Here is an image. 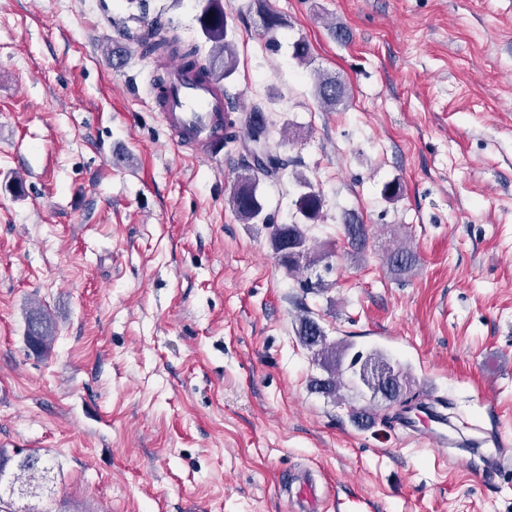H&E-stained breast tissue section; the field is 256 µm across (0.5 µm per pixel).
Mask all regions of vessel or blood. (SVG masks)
<instances>
[{
    "mask_svg": "<svg viewBox=\"0 0 512 512\" xmlns=\"http://www.w3.org/2000/svg\"><path fill=\"white\" fill-rule=\"evenodd\" d=\"M151 96L153 109L174 145L195 146L212 158L224 153V114L229 102L212 83L200 81L175 62L154 76ZM296 498L301 503L299 512H319L316 479L304 478Z\"/></svg>",
    "mask_w": 512,
    "mask_h": 512,
    "instance_id": "vessel-or-blood-1",
    "label": "vessel or blood"
}]
</instances>
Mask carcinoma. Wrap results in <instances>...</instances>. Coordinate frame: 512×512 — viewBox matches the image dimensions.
Listing matches in <instances>:
<instances>
[{
    "instance_id": "1",
    "label": "carcinoma",
    "mask_w": 512,
    "mask_h": 512,
    "mask_svg": "<svg viewBox=\"0 0 512 512\" xmlns=\"http://www.w3.org/2000/svg\"><path fill=\"white\" fill-rule=\"evenodd\" d=\"M260 14L263 29L268 34H275L284 26L282 17L268 6H260ZM197 20L207 42L211 43L209 53H202L198 45L184 43L175 33L150 43L149 48L161 58L173 56L180 59L184 66L194 70L200 79L220 86L224 79L234 73L237 64L234 45L228 39L223 0H205ZM347 95L348 87L343 80L327 74L317 76L315 96L321 107L334 110L345 103ZM229 123L243 127L247 141L254 144L259 134L258 127H268L265 107L260 102L256 103L250 111L241 112L236 118L229 119ZM285 167L286 163L273 154L267 167L254 169L252 173L237 180L229 197V203L241 223H258L259 214L264 209L263 200L257 193L258 182L262 177L278 176ZM297 182L303 191L298 195L295 206L304 222L278 224L273 227L270 234L273 252L282 258V264L290 273L299 270L304 264L312 266L328 258L327 253H320L311 245L306 232V223H315L320 219L323 199L306 178L301 176ZM415 265L416 255L407 249L395 251L388 257V266L397 274L408 272ZM297 333L300 341L314 350V355L328 373L326 378L315 381L316 390L327 396H336L337 390L342 386L341 380L336 376V364L340 363V357L347 350V346L340 342H330L322 337V327L307 315L299 320ZM54 335V321L48 312L41 306L30 308L26 316V336L30 337L29 347L37 353H43L51 347ZM366 366L389 367L391 363L377 352L368 354L366 359L358 365L355 364V360H350L348 365V370L351 371L350 383L361 387L362 394L370 395V399L373 400L377 397L375 386L361 372V369ZM47 470L46 461L36 450L20 458L18 453L12 454L7 449L0 448V512H48L36 506L14 509L12 503L4 500V495H14L17 483L38 486Z\"/></svg>"
}]
</instances>
